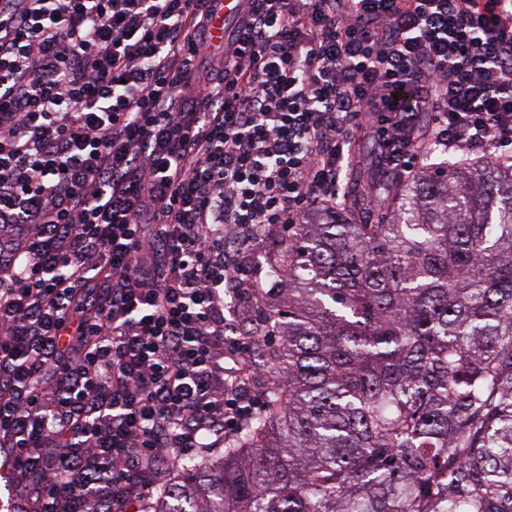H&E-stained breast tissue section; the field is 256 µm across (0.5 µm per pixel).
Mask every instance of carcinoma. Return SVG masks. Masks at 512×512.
<instances>
[{"label":"carcinoma","instance_id":"obj_1","mask_svg":"<svg viewBox=\"0 0 512 512\" xmlns=\"http://www.w3.org/2000/svg\"><path fill=\"white\" fill-rule=\"evenodd\" d=\"M369 197L279 239L264 401L147 512H512V157Z\"/></svg>","mask_w":512,"mask_h":512}]
</instances>
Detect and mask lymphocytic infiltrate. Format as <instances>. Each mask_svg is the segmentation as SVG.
Returning <instances> with one entry per match:
<instances>
[{
  "label": "lymphocytic infiltrate",
  "mask_w": 512,
  "mask_h": 512,
  "mask_svg": "<svg viewBox=\"0 0 512 512\" xmlns=\"http://www.w3.org/2000/svg\"><path fill=\"white\" fill-rule=\"evenodd\" d=\"M0 0V457L19 512H137L256 408L246 257L379 182L512 146V0ZM357 156L361 161L360 167L350 170L346 180V192L351 190V198L362 186L366 187L367 183L364 173H366L374 164L373 146L370 140L363 139L359 142L357 146Z\"/></svg>",
  "instance_id": "f902f5d3"
}]
</instances>
